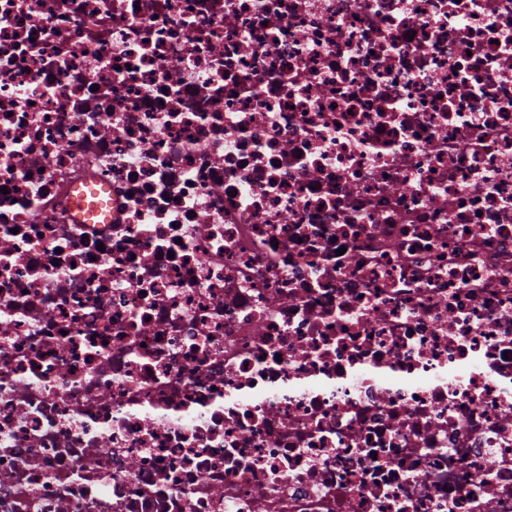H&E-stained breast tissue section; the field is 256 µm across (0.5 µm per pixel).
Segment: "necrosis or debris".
<instances>
[{"mask_svg": "<svg viewBox=\"0 0 512 512\" xmlns=\"http://www.w3.org/2000/svg\"><path fill=\"white\" fill-rule=\"evenodd\" d=\"M0 512H512V0H0ZM88 191H80L72 200L73 218L83 223H92L93 218L103 217V221L108 223L111 202L105 200L103 193L107 192L105 187L97 189L87 184Z\"/></svg>", "mask_w": 512, "mask_h": 512, "instance_id": "obj_1", "label": "necrosis or debris"}]
</instances>
